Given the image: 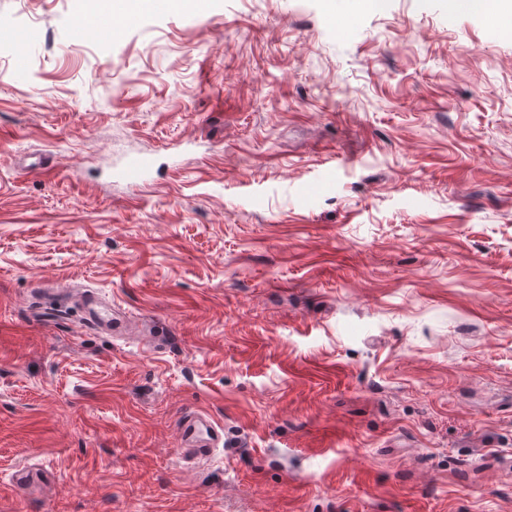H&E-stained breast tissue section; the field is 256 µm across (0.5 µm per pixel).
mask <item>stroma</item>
I'll list each match as a JSON object with an SVG mask.
<instances>
[{"label": "stroma", "instance_id": "35a3bbf8", "mask_svg": "<svg viewBox=\"0 0 512 512\" xmlns=\"http://www.w3.org/2000/svg\"><path fill=\"white\" fill-rule=\"evenodd\" d=\"M87 3L0 0V512H512V32ZM156 2V0H97L94 1L91 13L87 16H77L74 24L77 26V20L82 18L147 13L156 8ZM153 165L150 156H143L128 162L116 171V176L130 183L138 184L145 180ZM80 298L84 305L83 320L86 326L108 333L111 325L115 328L120 324L121 319L115 307L112 313V307L105 306L93 293L83 292ZM183 447L180 452L203 454L218 447L223 440V427L201 409L187 408L180 415Z\"/></svg>", "mask_w": 512, "mask_h": 512}]
</instances>
